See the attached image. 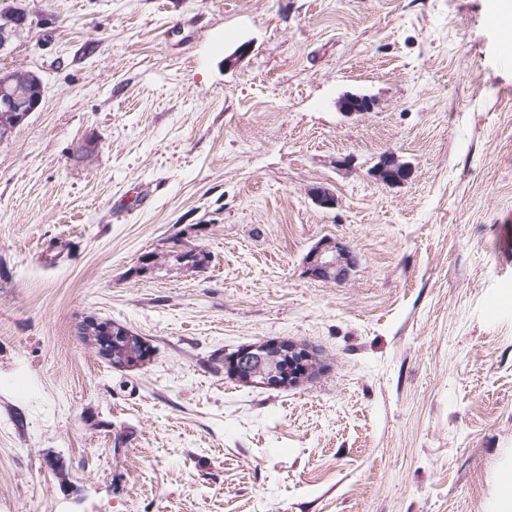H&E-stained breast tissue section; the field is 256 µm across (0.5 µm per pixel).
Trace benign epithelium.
<instances>
[{
    "label": "benign epithelium",
    "mask_w": 512,
    "mask_h": 512,
    "mask_svg": "<svg viewBox=\"0 0 512 512\" xmlns=\"http://www.w3.org/2000/svg\"><path fill=\"white\" fill-rule=\"evenodd\" d=\"M25 23L23 16L16 12L0 16V51L13 43L25 28ZM31 83L43 89L41 80L33 72L24 69L0 72V143L9 140L16 128L39 108L43 94L30 99L28 85ZM373 106L372 98L366 95L348 94L341 101V107L348 115L368 112ZM374 173L384 184H396L409 177L408 167L392 153L382 157ZM354 265L352 253L332 240L316 245L307 257L308 274L322 281L342 282ZM81 332L91 341L99 356L113 364L116 370L138 369L153 356L151 350L139 357L134 353H119L120 344L132 340L133 332L115 322L88 317L82 323ZM224 365L233 377L243 383L267 388L298 386L322 370V361L316 350L288 338L242 346L224 355Z\"/></svg>",
    "instance_id": "obj_1"
}]
</instances>
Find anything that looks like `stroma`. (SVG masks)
<instances>
[{
  "label": "stroma",
  "mask_w": 512,
  "mask_h": 512,
  "mask_svg": "<svg viewBox=\"0 0 512 512\" xmlns=\"http://www.w3.org/2000/svg\"><path fill=\"white\" fill-rule=\"evenodd\" d=\"M21 6L0 68L44 94L0 143V512H488L512 461L492 0ZM351 93L373 109L343 113ZM389 152L410 175L387 186ZM326 239L355 257L343 282L307 273ZM88 316L151 361L110 367ZM271 338L322 373L270 389L218 369Z\"/></svg>",
  "instance_id": "stroma-1"
}]
</instances>
